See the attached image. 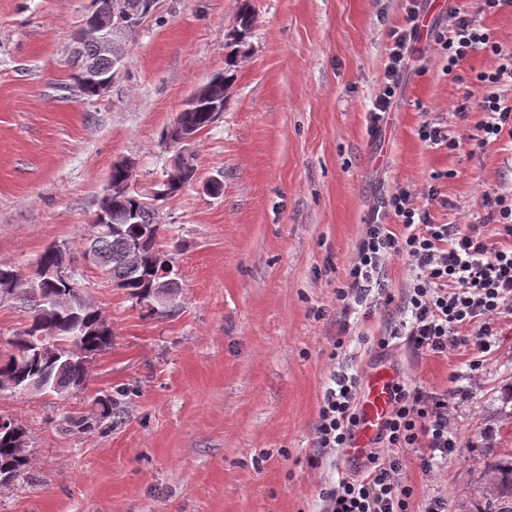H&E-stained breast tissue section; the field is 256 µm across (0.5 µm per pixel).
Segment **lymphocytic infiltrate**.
Returning <instances> with one entry per match:
<instances>
[{
    "mask_svg": "<svg viewBox=\"0 0 512 512\" xmlns=\"http://www.w3.org/2000/svg\"><path fill=\"white\" fill-rule=\"evenodd\" d=\"M404 26L391 30V46L381 92L370 110L372 131L389 112L398 78L407 67L422 24L418 0H406ZM448 28L433 40L436 54L444 58L443 70L456 76L472 54L490 58V66L476 74L485 90L478 102L484 119L468 140L452 137L447 127L422 122L418 136L432 148L460 150L469 143L471 153L503 141L512 143V48L496 40L491 29L478 23L463 5L450 10ZM448 172L432 175L425 187H397L383 201L385 215L401 227L393 232L383 224H369L350 262L347 281L336 290L343 316L355 314L368 304L378 284L384 263L404 258L411 272L409 291L403 302L404 318L390 326L379 347L390 340L406 338L415 353L448 355L467 348L470 380H477L481 354L487 353L498 334L501 318L512 315V190L485 191L480 199L483 218L467 225L435 223L431 204L447 206L441 187ZM497 225L500 241L487 239L484 226ZM360 380L356 375L334 373L329 377L314 428L316 454L309 456L310 469H319L325 456L350 447L358 421ZM378 446L355 462L338 484L323 488L322 512H448L441 497L415 504L414 489L405 473L409 460L403 451L419 449L418 466L431 473L458 446V436L449 420L447 393L395 381L387 423Z\"/></svg>",
    "mask_w": 512,
    "mask_h": 512,
    "instance_id": "lymphocytic-infiltrate-1",
    "label": "lymphocytic infiltrate"
}]
</instances>
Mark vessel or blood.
I'll use <instances>...</instances> for the list:
<instances>
[{
    "instance_id": "obj_1",
    "label": "vessel or blood",
    "mask_w": 512,
    "mask_h": 512,
    "mask_svg": "<svg viewBox=\"0 0 512 512\" xmlns=\"http://www.w3.org/2000/svg\"><path fill=\"white\" fill-rule=\"evenodd\" d=\"M392 382V374L384 368L368 376L348 457H362L383 430L391 406Z\"/></svg>"
}]
</instances>
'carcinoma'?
Instances as JSON below:
<instances>
[{"label": "carcinoma", "instance_id": "obj_1", "mask_svg": "<svg viewBox=\"0 0 512 512\" xmlns=\"http://www.w3.org/2000/svg\"><path fill=\"white\" fill-rule=\"evenodd\" d=\"M254 21L250 3L242 5L239 14L237 42L250 33ZM82 66L106 76L112 75V60L98 50L96 38L88 37L82 44L78 58ZM236 54L226 60L224 72L211 77L199 86L195 93L201 99L194 105H184L180 111L182 124L197 133L207 130L214 122L210 108H224L228 102L227 90L234 79ZM197 173L194 157L188 158L184 176L178 181L159 183L155 192L154 206L147 209L139 202L140 195L130 192L112 199L104 215H96L91 224L88 246L99 250L103 258L100 272L112 280L118 288L141 303L146 300L150 283L159 278V273L173 265V257L159 250L158 239L163 230L159 202L179 195L191 185ZM138 242L141 262L131 266L126 260L128 245ZM67 261V249L53 246L38 257L36 267L50 266ZM23 300L33 310L31 324L11 343L12 352L0 358V385L42 376L44 389L61 394L63 391L81 389L87 380L86 370L71 362L73 351L101 353L112 346V330H103L97 324L98 307L85 297L71 301L68 309L52 321H43L38 314V297L35 292L18 288ZM41 345L46 355L36 360L31 356V345ZM120 416L117 401L107 396L95 400L94 408L86 415L65 417L66 426L72 431L85 432L105 421ZM30 464L29 458H20L15 452V438L0 434V468L8 467L20 475ZM494 502L497 512H512V462L495 465L490 469Z\"/></svg>", "mask_w": 512, "mask_h": 512}]
</instances>
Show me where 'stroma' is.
<instances>
[{"instance_id": "35a3bbf8", "label": "stroma", "mask_w": 512, "mask_h": 512, "mask_svg": "<svg viewBox=\"0 0 512 512\" xmlns=\"http://www.w3.org/2000/svg\"><path fill=\"white\" fill-rule=\"evenodd\" d=\"M254 24L233 48L241 0H161L127 44V62L97 97L75 87L69 46L92 0H0V267L30 278L47 246L67 244L82 294L112 326L84 390L0 392V417L22 425L30 466L0 485V512H318L319 493L348 472L346 454L312 470L314 426L332 371L447 392L459 446L423 474L416 500L449 512H487L491 465L512 457V317L487 354L478 385L468 352L416 354L377 340L400 317L377 307L342 333L337 286L380 200L453 171L433 205L436 223H467L483 191L512 189V145L482 153L433 149L423 120L455 135L480 53L453 82L429 45L447 27L448 0H420L429 25L400 78L380 132L369 111L382 88L389 33L404 0H251ZM237 52L236 79L217 124L188 144L197 179L163 208L160 241L180 282L172 305L148 310L82 257L117 161L152 196L168 153L162 142L186 99ZM219 179L221 189L206 186ZM343 338L338 357L331 344ZM120 394L116 422L79 433L65 418Z\"/></svg>"}]
</instances>
